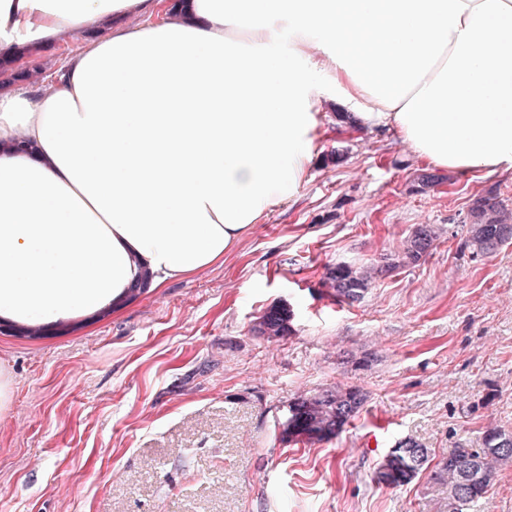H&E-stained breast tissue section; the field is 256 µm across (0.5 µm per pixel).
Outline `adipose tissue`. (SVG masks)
Here are the masks:
<instances>
[{
	"mask_svg": "<svg viewBox=\"0 0 512 512\" xmlns=\"http://www.w3.org/2000/svg\"><path fill=\"white\" fill-rule=\"evenodd\" d=\"M160 9L0 0L6 62L110 25L49 87L0 86V323L86 322L223 260L305 178L331 94L434 168L512 170V0H183L116 23Z\"/></svg>",
	"mask_w": 512,
	"mask_h": 512,
	"instance_id": "1",
	"label": "adipose tissue"
}]
</instances>
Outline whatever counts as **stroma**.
<instances>
[{"label":"stroma","instance_id":"1","mask_svg":"<svg viewBox=\"0 0 512 512\" xmlns=\"http://www.w3.org/2000/svg\"><path fill=\"white\" fill-rule=\"evenodd\" d=\"M339 116L323 103L303 182L222 261L85 328L0 324V512H448L429 473L395 489L372 476L407 436L437 462L512 430V243L464 246L476 198L512 207V172L425 186L398 136ZM419 224L439 234L426 257L361 302L328 295V267L381 263ZM282 303L293 335L255 333ZM339 383L367 392L357 417L326 442H280L289 400Z\"/></svg>","mask_w":512,"mask_h":512}]
</instances>
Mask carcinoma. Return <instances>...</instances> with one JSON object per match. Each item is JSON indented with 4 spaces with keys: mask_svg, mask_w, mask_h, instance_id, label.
Segmentation results:
<instances>
[{
    "mask_svg": "<svg viewBox=\"0 0 512 512\" xmlns=\"http://www.w3.org/2000/svg\"><path fill=\"white\" fill-rule=\"evenodd\" d=\"M436 239L429 224L413 230L403 252L386 264L353 268L338 264L331 268L325 284L340 302L354 303L382 273L426 256ZM512 240V209L495 196L478 198L470 210V231L465 246L474 255H490ZM293 310L288 305L269 308L259 317L256 330L268 337L289 336L294 332ZM366 394L356 386L337 384L314 392L301 393L288 403L287 415L278 424L282 441L310 445L337 436L360 411ZM482 448H455L433 471V479L448 486V512H465L484 497L499 468L512 462V432L491 427L481 438ZM429 466L428 449L412 437L397 443L375 469V482L387 488L409 484Z\"/></svg>",
    "mask_w": 512,
    "mask_h": 512,
    "instance_id": "cac0c4a2",
    "label": "carcinoma"
}]
</instances>
